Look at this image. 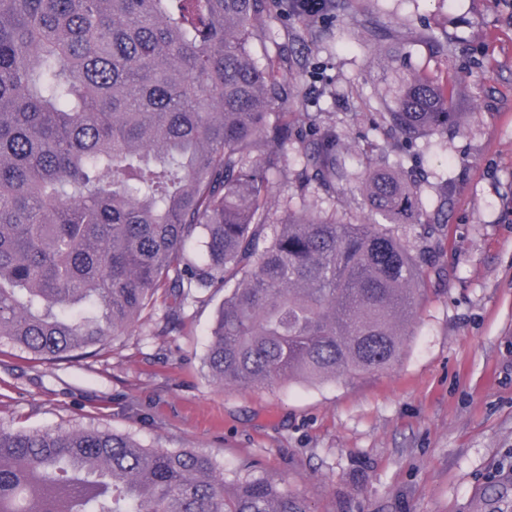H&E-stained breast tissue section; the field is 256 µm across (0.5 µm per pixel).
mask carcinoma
Listing matches in <instances>:
<instances>
[{
    "instance_id": "obj_1",
    "label": "carcinoma",
    "mask_w": 512,
    "mask_h": 512,
    "mask_svg": "<svg viewBox=\"0 0 512 512\" xmlns=\"http://www.w3.org/2000/svg\"><path fill=\"white\" fill-rule=\"evenodd\" d=\"M279 0H0V342L38 360L85 355L172 301L224 290L212 381L353 379L401 356L424 261L395 234L422 185L360 176L373 224L273 208L292 135L281 66L254 58ZM356 13L325 0L316 17ZM452 76L407 73L391 129L460 126ZM349 144L305 149L329 195ZM201 247V260L185 253ZM0 512H309L271 482L228 484L193 448L94 428L0 430Z\"/></svg>"
}]
</instances>
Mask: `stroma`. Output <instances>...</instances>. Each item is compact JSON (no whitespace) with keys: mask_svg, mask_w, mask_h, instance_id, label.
<instances>
[{"mask_svg":"<svg viewBox=\"0 0 512 512\" xmlns=\"http://www.w3.org/2000/svg\"><path fill=\"white\" fill-rule=\"evenodd\" d=\"M362 6L377 39L365 38L357 16L318 24L275 9L255 50L288 64V179L274 201L370 221L355 183L332 197L303 185L315 125L374 144L372 156L346 155L349 170L399 163L425 177L433 231L396 227L431 260L399 361L351 381L215 385L204 358L224 298L216 291L186 305L177 329L166 328L161 304L151 320L72 360L40 362L0 343V429L95 427L147 448H193L227 482L272 481L310 512H512V0ZM430 31L449 52L428 41ZM401 68L454 74L464 125L411 146L390 130L375 97L391 96Z\"/></svg>","mask_w":512,"mask_h":512,"instance_id":"obj_1","label":"stroma"}]
</instances>
